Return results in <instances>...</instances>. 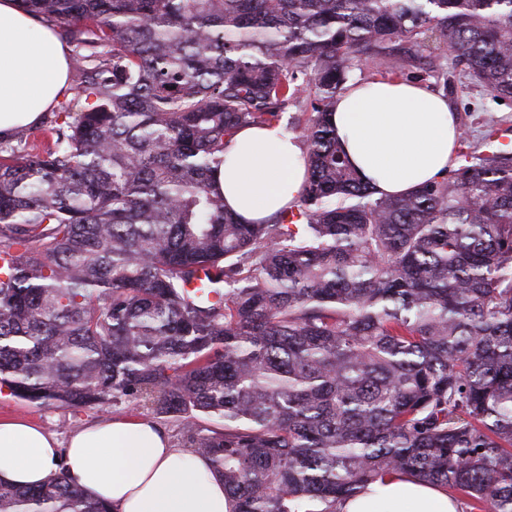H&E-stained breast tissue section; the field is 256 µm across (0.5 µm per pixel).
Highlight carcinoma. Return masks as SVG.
Listing matches in <instances>:
<instances>
[{
	"label": "carcinoma",
	"mask_w": 512,
	"mask_h": 512,
	"mask_svg": "<svg viewBox=\"0 0 512 512\" xmlns=\"http://www.w3.org/2000/svg\"><path fill=\"white\" fill-rule=\"evenodd\" d=\"M20 2L78 80L47 146L0 147V389L176 417L233 512H338L391 474L512 512V143L464 130L392 197L327 119L363 58L398 75L430 39L512 97V0ZM303 98L305 190L243 224L226 145ZM0 512L112 510L61 470L0 482Z\"/></svg>",
	"instance_id": "1"
}]
</instances>
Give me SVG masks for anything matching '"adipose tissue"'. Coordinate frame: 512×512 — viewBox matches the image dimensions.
<instances>
[{
  "label": "adipose tissue",
  "mask_w": 512,
  "mask_h": 512,
  "mask_svg": "<svg viewBox=\"0 0 512 512\" xmlns=\"http://www.w3.org/2000/svg\"><path fill=\"white\" fill-rule=\"evenodd\" d=\"M67 50L16 0H0V137L37 124L61 97ZM350 165L378 193L409 194L455 164L458 117L441 95L411 80H358L330 113ZM305 149L278 125L241 128L231 138L216 185L242 223L272 219L302 194ZM112 512H232L224 481L203 457H187L144 420L105 419L59 443L43 429L0 420V481L32 486L56 472ZM342 512H459L439 485L393 476L346 501Z\"/></svg>",
  "instance_id": "ef3b65f1"
}]
</instances>
